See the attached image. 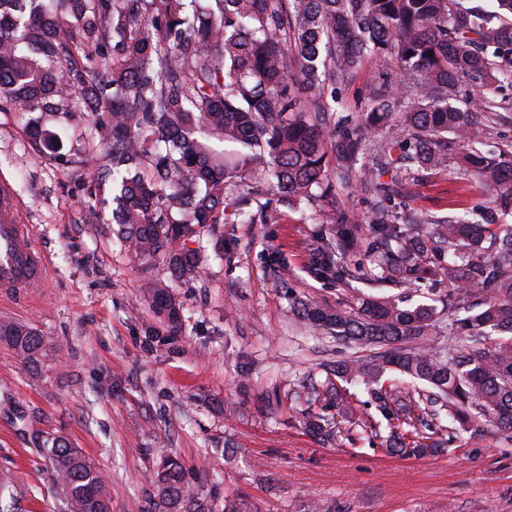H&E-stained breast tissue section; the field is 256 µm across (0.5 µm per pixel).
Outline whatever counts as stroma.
I'll return each instance as SVG.
<instances>
[{
    "label": "stroma",
    "mask_w": 512,
    "mask_h": 512,
    "mask_svg": "<svg viewBox=\"0 0 512 512\" xmlns=\"http://www.w3.org/2000/svg\"><path fill=\"white\" fill-rule=\"evenodd\" d=\"M394 62L365 58L336 86V116L357 121ZM35 120L63 134L65 159L41 152ZM100 131L90 113L26 116L0 109V181L47 258L43 287L0 294V323L38 331V362L0 340V507L64 512V495L40 447L64 438L93 462L110 512H164L152 479L162 454L177 456L198 492L196 512H512V433L448 429V449L393 457L380 445L342 446L307 434L297 413L326 414L297 385L321 381L345 345L313 335L288 314L289 299L332 306L371 289L312 272L316 223L328 215L368 228L376 199L360 184L315 207L277 205L266 224L235 219L205 233L197 276L173 280L164 260L144 261L118 236L112 187L95 186L105 163L89 152ZM397 204L422 214L488 206L456 164L424 175L389 171ZM170 284L183 310L177 335L144 300Z\"/></svg>",
    "instance_id": "stroma-1"
}]
</instances>
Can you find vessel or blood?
Returning <instances> with one entry per match:
<instances>
[{
	"instance_id": "b4317fda",
	"label": "vessel or blood",
	"mask_w": 512,
	"mask_h": 512,
	"mask_svg": "<svg viewBox=\"0 0 512 512\" xmlns=\"http://www.w3.org/2000/svg\"><path fill=\"white\" fill-rule=\"evenodd\" d=\"M23 224L8 183H0V291L37 288L46 273L44 255L27 245Z\"/></svg>"
}]
</instances>
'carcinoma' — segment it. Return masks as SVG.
<instances>
[{
    "label": "carcinoma",
    "mask_w": 512,
    "mask_h": 512,
    "mask_svg": "<svg viewBox=\"0 0 512 512\" xmlns=\"http://www.w3.org/2000/svg\"><path fill=\"white\" fill-rule=\"evenodd\" d=\"M497 3L492 12L464 0H0V100L56 113L78 97L98 116L106 164L97 179L112 180L114 221L137 256L165 258L176 278L197 273L202 254L172 253L174 241L233 216L268 223L267 205H253L256 188L312 207L332 191L335 161L341 183L358 179L386 198L376 171L356 167L364 147L376 143L382 166L413 174L447 167L450 145L461 147L464 184L497 193L477 219L382 205L368 239L332 219L315 235L321 278L346 282L355 257L373 287L437 280L448 290L417 304L389 296L289 307L318 334L370 351L336 361L333 375L362 382L398 422L385 450L433 455L445 416L512 433V154L479 149L503 108L498 90L512 86V0ZM370 55L394 60L398 82L375 90L364 120L338 124L324 81L347 80ZM465 85L483 92L480 106L459 98ZM30 134L59 152L49 130ZM149 299L178 324L168 286ZM445 318L449 340L429 344ZM0 338L37 361L34 330L0 324ZM389 373L417 383L415 393L387 391ZM307 389L349 415L331 380ZM300 423L322 441L343 434L335 418L306 409ZM46 447L66 512H109L95 466L64 439ZM156 477L170 512L193 504L178 460L165 458Z\"/></svg>",
    "instance_id": "obj_1"
}]
</instances>
